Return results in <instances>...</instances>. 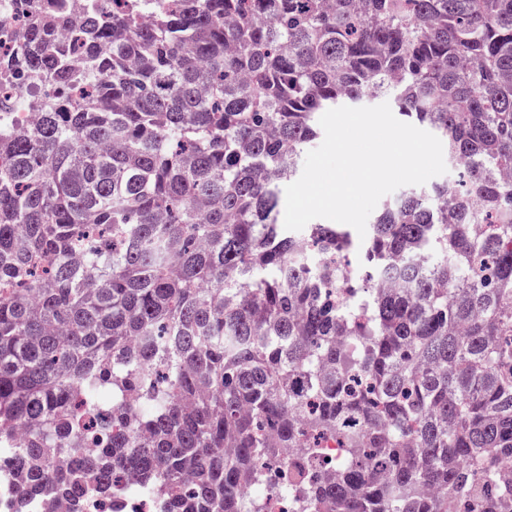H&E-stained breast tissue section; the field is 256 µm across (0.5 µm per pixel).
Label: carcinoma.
Wrapping results in <instances>:
<instances>
[{"instance_id":"carcinoma-1","label":"carcinoma","mask_w":512,"mask_h":512,"mask_svg":"<svg viewBox=\"0 0 512 512\" xmlns=\"http://www.w3.org/2000/svg\"><path fill=\"white\" fill-rule=\"evenodd\" d=\"M0 126L13 512H512V0H37ZM388 96L463 168L361 244L280 188ZM331 442L336 458L326 460ZM31 86L32 81L24 71L0 70V99L13 102L12 110L7 113L11 126L16 131H20L30 123L32 113L24 109L20 101ZM99 494L86 493L82 498L79 512H160L163 510L158 500L150 496L122 492L119 497H112V506L104 507Z\"/></svg>"}]
</instances>
